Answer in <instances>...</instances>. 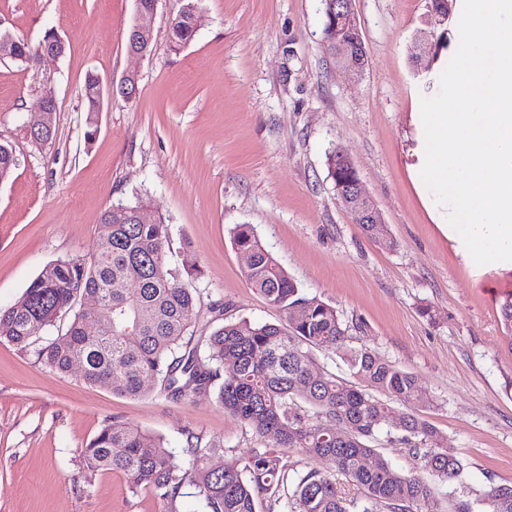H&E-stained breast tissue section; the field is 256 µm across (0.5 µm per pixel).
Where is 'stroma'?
Returning a JSON list of instances; mask_svg holds the SVG:
<instances>
[{"label": "stroma", "mask_w": 512, "mask_h": 512, "mask_svg": "<svg viewBox=\"0 0 512 512\" xmlns=\"http://www.w3.org/2000/svg\"><path fill=\"white\" fill-rule=\"evenodd\" d=\"M180 5L160 0L139 60L126 51L135 0H0V26L32 42L52 29L67 46L36 68L0 59V144L16 159L0 181V309L46 265L92 255L104 209L140 198L170 226V264L202 270L204 303H223L228 320L281 322L231 242L251 225L308 294L336 307L350 346L416 376L431 400L423 417L466 463V493L512 483V334L500 311L512 269L467 261L418 178L421 100L458 48L460 11L441 22L428 0H353L368 60L354 80L322 47L321 0H203L201 27L176 51L168 25ZM129 70L136 98L105 102L85 140L86 74L107 84ZM42 96L57 106L47 146L23 131ZM336 146L392 246L340 204L327 166ZM108 419L175 451L192 429L223 446L215 465L264 445L212 395L121 396L2 340L0 512H162L151 490L84 467L81 450Z\"/></svg>", "instance_id": "35a3bbf8"}]
</instances>
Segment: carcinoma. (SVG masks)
<instances>
[{
	"instance_id": "carcinoma-1",
	"label": "carcinoma",
	"mask_w": 512,
	"mask_h": 512,
	"mask_svg": "<svg viewBox=\"0 0 512 512\" xmlns=\"http://www.w3.org/2000/svg\"><path fill=\"white\" fill-rule=\"evenodd\" d=\"M202 18L200 0H182L169 22L174 49L193 39ZM4 37L13 41V60L28 66L54 40L49 30L36 43L0 29ZM82 97L85 138L91 140L103 104L97 75H86ZM327 164L331 179L353 178L348 167L336 172V150ZM142 210L140 200L108 207L96 252L45 266L0 313V340L30 347L39 341L34 327H53L69 314L66 330L37 348L40 363L68 372L79 360L86 383L129 397L154 387L179 401L211 392L225 411L253 426L265 446L213 470L209 458L221 446L186 430L179 465L161 437L113 420L82 449L87 469L124 474L132 486L151 490L165 512H179L187 497L200 512H258L266 503L268 512H377L380 505L390 512H512V484L491 481L474 498L438 491L463 483L466 466L420 414L395 413L394 401L414 408L429 404L415 376L366 347L347 346L348 328L336 308L309 296L248 224L235 227L233 245L251 255L246 278L285 323L228 321L207 336L196 335L200 271L171 267L169 225L160 218L142 223ZM90 293L100 305L78 306ZM102 315L112 317V335L93 336L88 326ZM314 348L338 354L351 375L378 394L318 366ZM382 437L404 444L415 467L400 471L378 454L374 444ZM285 449L302 450L327 468L290 477ZM336 472L361 487L363 498L347 499Z\"/></svg>"
}]
</instances>
